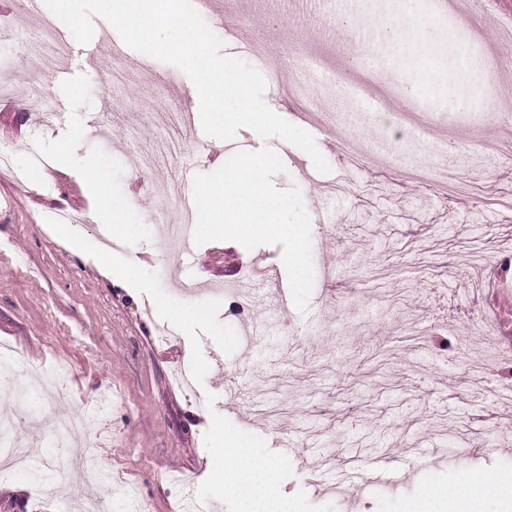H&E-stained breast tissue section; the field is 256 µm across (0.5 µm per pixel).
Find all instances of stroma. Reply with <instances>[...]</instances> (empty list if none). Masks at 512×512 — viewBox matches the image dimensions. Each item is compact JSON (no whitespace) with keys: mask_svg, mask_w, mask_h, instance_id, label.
<instances>
[{"mask_svg":"<svg viewBox=\"0 0 512 512\" xmlns=\"http://www.w3.org/2000/svg\"><path fill=\"white\" fill-rule=\"evenodd\" d=\"M212 0L202 16L223 52L257 68L267 104L308 131L330 164L316 170L310 156L279 137L261 140L242 128L233 139L170 119L172 99L193 108L198 92L177 66L130 47L121 56L128 78L104 88L117 31L94 17V36L80 44L60 21L53 32L64 51L49 67L30 52L38 17L14 4L1 16L9 41L0 50V95L7 110L0 146L25 162L37 142L50 156L47 171L18 179L0 170V344L34 364L61 368L64 387L44 389L32 413L0 389V416L14 415L12 436L38 445L45 422L76 413L107 392L112 409L89 430L86 456L50 448L30 468L0 461V512H88L116 493L138 490L146 512H177L184 493L211 512H246L242 495L218 478L224 459L217 440L233 439L274 464L276 490L292 512H410L432 488L470 472L512 481V382L500 381L492 360L512 357V329L482 336L472 314H500L505 285L488 287L490 269L512 255V119L485 112L449 114L440 92L407 103L392 77L420 69L421 52L450 59L458 42L474 52L464 74L470 93L512 106V55L488 76L482 57L495 54L498 29L477 16L473 0H346L362 30L398 18L408 53L391 55L379 38L350 40L336 24L333 0H239L225 15ZM262 20L261 40L246 48L248 17ZM426 26L418 39L416 23ZM317 58L325 78L301 84L287 98L295 54ZM364 85L351 99L346 88ZM52 94L60 117L41 125L30 85ZM411 107L431 134L392 124L377 103ZM169 140L175 153L162 167L135 162L130 143L146 148ZM285 165L281 190L298 188L311 220L314 286L307 312L292 299L282 248L261 245L250 260L271 267L279 295H237L238 253L213 241L191 253L157 247L162 211L158 188L182 182L188 159L203 154L195 173L218 169L239 151L262 147ZM456 174L465 192L448 194L409 178L414 169ZM184 191L191 183L182 182ZM327 197L325 211L316 201ZM82 224H52L56 210ZM108 224L119 247L103 251L95 227ZM121 273L124 285L113 282ZM199 291L181 292L182 278ZM446 338L447 348L435 345ZM194 374V392L172 380L181 362ZM398 456L404 472L370 480L361 489L331 490L337 468Z\"/></svg>","mask_w":512,"mask_h":512,"instance_id":"stroma-1","label":"stroma"}]
</instances>
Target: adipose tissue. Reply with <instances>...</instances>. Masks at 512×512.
<instances>
[{
	"instance_id": "obj_1",
	"label": "adipose tissue",
	"mask_w": 512,
	"mask_h": 512,
	"mask_svg": "<svg viewBox=\"0 0 512 512\" xmlns=\"http://www.w3.org/2000/svg\"><path fill=\"white\" fill-rule=\"evenodd\" d=\"M468 65L467 55H457L454 64L446 60L429 57L424 62L426 71L447 68L450 79L442 92L443 108L449 113L470 112L489 109V101H477L467 91L461 76ZM215 452L224 459L222 478L226 489L250 494L253 512H288L284 501H273L272 493L276 472L267 461L255 458L249 449L236 443H220ZM512 497V484H489L486 476L474 473L465 476L454 486L440 488L432 498L441 505V512H480V505L488 493Z\"/></svg>"
}]
</instances>
